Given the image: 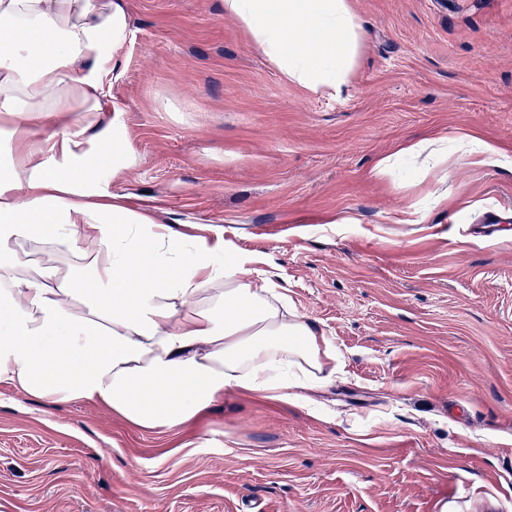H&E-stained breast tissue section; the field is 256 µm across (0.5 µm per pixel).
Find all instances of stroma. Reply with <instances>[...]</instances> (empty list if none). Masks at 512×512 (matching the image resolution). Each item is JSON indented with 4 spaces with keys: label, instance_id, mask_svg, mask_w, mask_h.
Instances as JSON below:
<instances>
[{
    "label": "stroma",
    "instance_id": "stroma-1",
    "mask_svg": "<svg viewBox=\"0 0 512 512\" xmlns=\"http://www.w3.org/2000/svg\"><path fill=\"white\" fill-rule=\"evenodd\" d=\"M351 2L336 97L284 78L224 0H127L109 94L134 154L114 192L186 236L223 227L335 376L298 403L225 392L169 434L0 385V512H512V0ZM433 138L447 162L374 177Z\"/></svg>",
    "mask_w": 512,
    "mask_h": 512
}]
</instances>
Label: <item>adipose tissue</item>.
I'll use <instances>...</instances> for the list:
<instances>
[{
  "instance_id": "obj_1",
  "label": "adipose tissue",
  "mask_w": 512,
  "mask_h": 512,
  "mask_svg": "<svg viewBox=\"0 0 512 512\" xmlns=\"http://www.w3.org/2000/svg\"><path fill=\"white\" fill-rule=\"evenodd\" d=\"M224 10L288 81L331 97L348 82L350 0ZM128 37L126 0H0V384L158 434L228 390L294 402L336 372L326 336L223 228L184 237L102 179L133 162L122 108L101 116Z\"/></svg>"
}]
</instances>
